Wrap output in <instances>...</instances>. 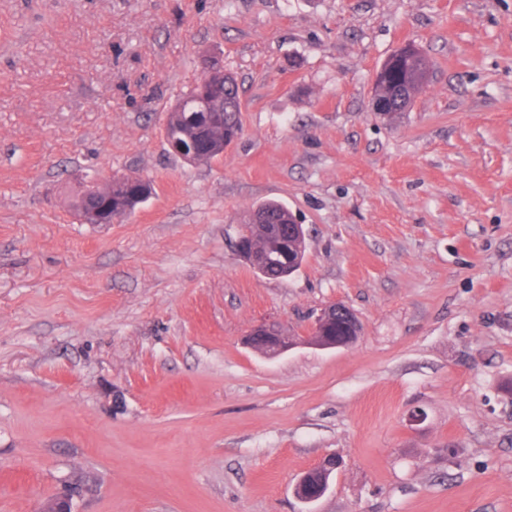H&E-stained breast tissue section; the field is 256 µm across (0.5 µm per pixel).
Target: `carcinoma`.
<instances>
[{"label":"carcinoma","instance_id":"carcinoma-1","mask_svg":"<svg viewBox=\"0 0 512 512\" xmlns=\"http://www.w3.org/2000/svg\"><path fill=\"white\" fill-rule=\"evenodd\" d=\"M381 70L380 78L374 83V101L384 104L380 112L390 116L396 112H404L411 106L415 95L427 82L429 68L424 56L418 51L412 56L392 53L382 64ZM204 90L209 97V103L200 124L188 126L183 122L184 113L197 111L193 90L181 95L168 112L169 124L194 137L204 132L215 134L222 131L226 137L241 132V101L234 75L229 71L222 76L217 75L204 86ZM139 188L138 179L127 178V184L112 193V213L125 218L133 214L141 203L138 199ZM255 212L262 214L270 223L273 235L263 232L249 216L240 225L238 240L250 250H266L271 243L282 237V227L292 223L293 216L286 205L274 200L258 205ZM314 335L350 344L358 339L347 316L341 312L319 324Z\"/></svg>","mask_w":512,"mask_h":512}]
</instances>
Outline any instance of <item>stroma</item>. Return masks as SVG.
I'll use <instances>...</instances> for the list:
<instances>
[{
	"mask_svg": "<svg viewBox=\"0 0 512 512\" xmlns=\"http://www.w3.org/2000/svg\"><path fill=\"white\" fill-rule=\"evenodd\" d=\"M409 42L428 82L374 112ZM211 56L242 132L190 164L164 122ZM93 175L154 191L84 224ZM268 200L279 280L235 250ZM331 302L359 339L304 344ZM262 319L297 346L244 347ZM510 378L512 0H0V512H512ZM257 212L264 216L265 220L272 226V231L276 237L263 232L261 229L264 225L258 227L252 221L253 214ZM262 216H257L258 221L263 222ZM294 220L292 214L288 211V207L279 201H266L258 205L248 215L247 219L244 220L243 224H240L238 240L241 241L245 247L254 250H266L270 248L271 243L277 241L279 238L284 236L281 234L282 226H288L291 224L292 232L295 235H301L304 232L302 224L292 223ZM288 250L283 248L280 244L275 246V250L273 251H263V252H249L246 248H243L242 245L237 241L236 248L240 256L248 262L251 266L254 268H263L266 266L269 267H279L282 268L283 266L288 265V269H281L279 271V275L276 278L270 277V274L275 273L276 271L274 269L270 270H260V274L263 276L269 278V279H278V278H284L289 275H286V273L289 272V266L293 265L295 262L294 258H299L300 262L303 261L304 255H305V237L301 236L300 238H293L288 240ZM292 252L291 253H288ZM294 257V258H293ZM304 475L305 473L300 477V479L296 483L294 488V494L303 503H314L326 494L330 487L332 479L329 477L324 481V484L318 496L307 497L302 492V482L304 483V491L306 493L316 494L320 488V484L323 479V474L320 471H311L303 479Z\"/></svg>",
	"mask_w": 512,
	"mask_h": 512,
	"instance_id": "35a3bbf8",
	"label": "stroma"
}]
</instances>
